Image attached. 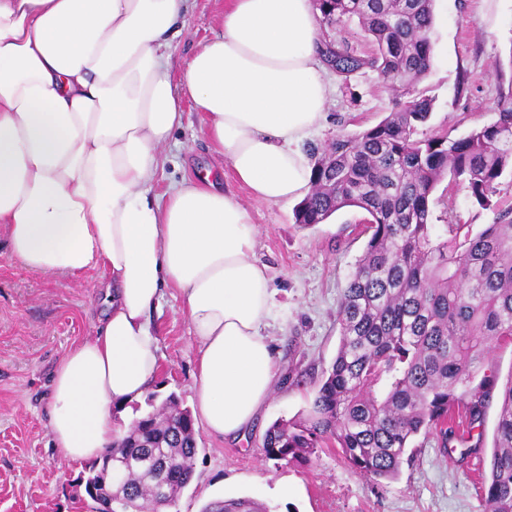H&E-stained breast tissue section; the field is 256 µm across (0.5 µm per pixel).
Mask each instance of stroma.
<instances>
[{
    "mask_svg": "<svg viewBox=\"0 0 512 512\" xmlns=\"http://www.w3.org/2000/svg\"><path fill=\"white\" fill-rule=\"evenodd\" d=\"M223 10L224 0H192L187 27L172 41L171 80H179L194 53L217 33ZM433 41L434 65L419 88L433 97L434 109L418 135L459 138L495 119L499 89L512 82V0H441ZM325 77L329 100L310 143L325 146L392 112L394 94L374 72L347 81L330 71ZM206 126L192 100H185L153 191L163 194L210 168L221 172L225 193L243 204L255 227V255L275 290L266 333L278 377L265 411L243 439L222 440L198 429L193 480L169 512H203L212 501L233 498L255 499L269 512H482L478 487L492 454L494 397L469 436L454 437L445 448L429 437L388 484L351 468L335 447L323 449L308 466L264 459L260 445L268 426L308 407L336 356L338 302L370 232L357 208L301 226L294 204L256 199L214 150ZM492 202L493 209H481L465 185L444 180L433 193L431 218L436 224L457 218L482 229L497 212L512 209V176L502 178ZM98 281L94 271L63 279L0 258V512H90L77 488L83 463H60L52 446L48 396L61 358L97 332L105 308ZM152 321L161 353L154 391L161 398L176 394L191 406L197 349L177 289H166ZM284 484L293 495L280 494Z\"/></svg>",
    "mask_w": 512,
    "mask_h": 512,
    "instance_id": "stroma-1",
    "label": "stroma"
}]
</instances>
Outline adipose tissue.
I'll return each mask as SVG.
<instances>
[{
	"label": "adipose tissue",
	"instance_id": "adipose-tissue-1",
	"mask_svg": "<svg viewBox=\"0 0 512 512\" xmlns=\"http://www.w3.org/2000/svg\"><path fill=\"white\" fill-rule=\"evenodd\" d=\"M188 0H0V238L28 270H103L106 315L50 383L61 462L100 456L115 420L150 392L160 346L150 314L177 288L197 346L195 420L242 436L272 392L273 290L245 208L211 176L149 184L191 97L236 180L271 203L304 198L301 149L329 86L313 0H225L220 32L179 82L172 38Z\"/></svg>",
	"mask_w": 512,
	"mask_h": 512
}]
</instances>
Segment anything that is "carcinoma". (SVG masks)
Wrapping results in <instances>:
<instances>
[{
    "label": "carcinoma",
    "instance_id": "carcinoma-1",
    "mask_svg": "<svg viewBox=\"0 0 512 512\" xmlns=\"http://www.w3.org/2000/svg\"><path fill=\"white\" fill-rule=\"evenodd\" d=\"M325 32L319 56L347 80L368 69L397 93L395 111L363 131L336 136L311 156V189L295 223L321 224L355 207L369 215L370 238L343 289L340 342L309 407L266 430L268 460L309 462L334 444L376 482L398 478L407 449L434 434L441 447L456 418L479 419L485 382L472 383L498 340H512V219L478 232L431 223L430 200L445 177L468 184L488 209L499 180L512 174V83L501 88L495 121L450 139L416 137L433 99L416 89L433 65L435 0H314ZM357 19L372 45L358 54L328 31ZM499 413L484 512H512V376L499 387ZM135 418L107 455L119 470L100 478L112 512L172 507L190 484L197 454L191 410L171 393ZM203 512H266L250 498L219 500Z\"/></svg>",
    "mask_w": 512,
    "mask_h": 512
}]
</instances>
